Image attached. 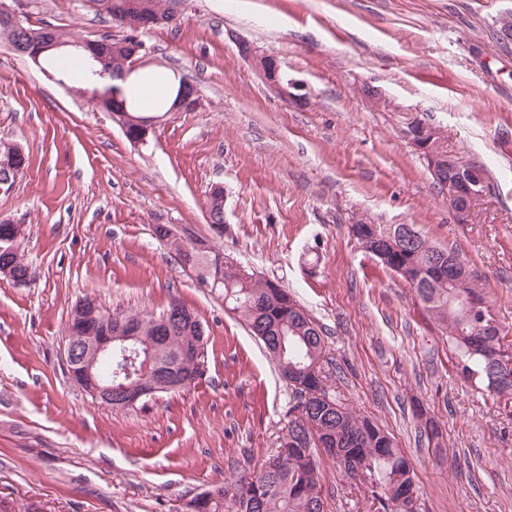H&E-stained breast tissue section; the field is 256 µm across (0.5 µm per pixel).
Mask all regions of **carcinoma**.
Returning a JSON list of instances; mask_svg holds the SVG:
<instances>
[{"mask_svg": "<svg viewBox=\"0 0 512 512\" xmlns=\"http://www.w3.org/2000/svg\"><path fill=\"white\" fill-rule=\"evenodd\" d=\"M84 2L94 16L113 23L121 21L126 32H137L141 13L128 9L127 0ZM173 6L174 0L144 2V10L162 17ZM26 28L29 34L23 36L10 25L0 24V40H6L20 55L25 54L29 42L40 38L60 42L63 50L71 46L69 34L56 25L40 20L26 24ZM123 42V37L114 38L107 45L109 77L130 64ZM86 85L100 109L110 112L119 107L112 99V87L99 88L91 72ZM11 158L0 141V181L16 182L26 167L25 162L13 163ZM206 213L211 228L222 235L217 225L224 218V197L208 194ZM372 227L378 229L375 244L390 255L381 264L391 270L405 268L401 279L412 288L429 318L448 335L460 379L499 399L512 400V354L504 349L509 331L493 321L484 290L469 274L458 280L453 271L443 273L437 268L444 253L461 267L467 264L466 259L455 249L436 246L422 235L413 246L394 250L392 225H374L362 219L351 225V234L365 252L369 247L361 242V236ZM154 234L179 258L185 257L182 233L158 224ZM219 257L213 247L201 255L196 262L198 278L223 290L224 303L242 317L277 363L292 400L288 420L276 439V451L261 468L191 497L185 512H324L323 455L332 458L345 475L354 479L363 476L375 483L373 500L379 512H419L410 498L416 493L410 460L389 433L342 402L333 386L332 375L324 368L327 359L322 326L277 282L231 265L218 271ZM169 309L179 312L180 319L168 348L161 352L166 360L192 347L201 325L182 304L173 302ZM124 317L141 328L137 348L145 351L158 335L155 317L148 313H126Z\"/></svg>", "mask_w": 512, "mask_h": 512, "instance_id": "carcinoma-1", "label": "carcinoma"}]
</instances>
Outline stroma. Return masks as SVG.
<instances>
[{
    "label": "stroma",
    "instance_id": "35a3bbf8",
    "mask_svg": "<svg viewBox=\"0 0 512 512\" xmlns=\"http://www.w3.org/2000/svg\"><path fill=\"white\" fill-rule=\"evenodd\" d=\"M28 9L83 40L121 28L81 0ZM512 0H182L179 24L143 39L151 65L196 85L201 104L135 145L78 82L57 81L0 42V140L29 165L0 192L23 224L31 272L0 274V512H178L259 468L287 421L289 390L218 290L154 234L208 238L205 202L224 186L218 247L294 293L328 333L329 371L359 414L393 434L415 471L420 512H512V404L464 383L441 329L398 275L361 251L350 226L413 224L456 248L495 317L512 328ZM276 55L309 96L272 93L238 50ZM413 118L488 172L473 220L401 134ZM106 311L202 321L207 371L190 389L115 410L63 362L83 297ZM434 420L438 444L421 437ZM326 512H370L322 457Z\"/></svg>",
    "mask_w": 512,
    "mask_h": 512
}]
</instances>
